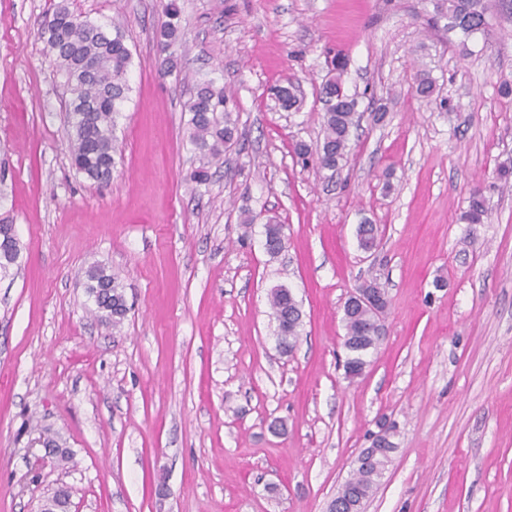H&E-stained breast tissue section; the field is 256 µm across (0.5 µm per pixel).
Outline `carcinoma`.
<instances>
[{"label":"carcinoma","mask_w":512,"mask_h":512,"mask_svg":"<svg viewBox=\"0 0 512 512\" xmlns=\"http://www.w3.org/2000/svg\"><path fill=\"white\" fill-rule=\"evenodd\" d=\"M167 17L168 21L161 25L160 37L173 43L180 36L177 9L171 8ZM432 19L436 24L445 21V29L458 31L466 39L488 28L484 0H435ZM40 35L70 90L72 165L94 181L107 182L114 168L115 115L130 91L127 74L131 52L123 34L118 29L112 34L104 31L61 2L43 16ZM346 69L345 58L336 56V75L319 87V98L325 106L320 145L313 153L305 144L296 149L303 160L313 155L320 169L332 172L347 160L350 134L357 126V102L344 88ZM414 92L420 100L432 101L435 83L429 74H417ZM274 96L282 109L300 111L302 99L293 84L277 86ZM230 100L226 88L203 82L187 104L189 141L200 154V165L192 171L189 181L198 187L211 182L212 169L224 164V152L234 142L237 127L228 109ZM487 213L484 196L474 191L464 219L470 224H481ZM282 230L283 225L273 217L264 224L265 249L273 259L280 255ZM357 236L361 250L370 252L378 247L377 225L361 222ZM18 258L19 249L13 246V238L5 232L0 234V272L16 264ZM86 290L94 301L98 318L118 328L128 312L118 278L107 267L94 265L86 272ZM268 301L277 324L279 345L286 352L300 336L302 318L297 300L286 286L278 285L271 289ZM379 320L378 310L365 305L344 310L345 337L357 343L345 362V374L351 380L363 375L368 365L366 356L377 348L370 331ZM382 432L385 446L381 454L371 463L358 466L345 482L341 498L357 494L366 500L371 496L376 479L395 451L394 426L384 427Z\"/></svg>","instance_id":"cac0c4a2"}]
</instances>
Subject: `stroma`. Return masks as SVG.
<instances>
[{
  "instance_id": "1",
  "label": "stroma",
  "mask_w": 512,
  "mask_h": 512,
  "mask_svg": "<svg viewBox=\"0 0 512 512\" xmlns=\"http://www.w3.org/2000/svg\"><path fill=\"white\" fill-rule=\"evenodd\" d=\"M56 2L0 0V222L21 248L0 276V512H37L61 484L70 512H329L383 418L396 450L365 512H512V188L497 178L512 10L488 0L490 28L465 40L429 25L432 0H176L183 38L165 53L168 0H68L120 25L132 54L112 179L96 184L70 162L69 93L40 37ZM338 53L360 121L331 175L294 147L322 138ZM208 79L231 90L238 133L196 192L185 104ZM289 81L301 111L270 93ZM477 187L490 215L470 224ZM96 264L124 286L119 328L86 292ZM372 275L387 333L351 381L343 306ZM278 285L304 313L288 354Z\"/></svg>"
}]
</instances>
